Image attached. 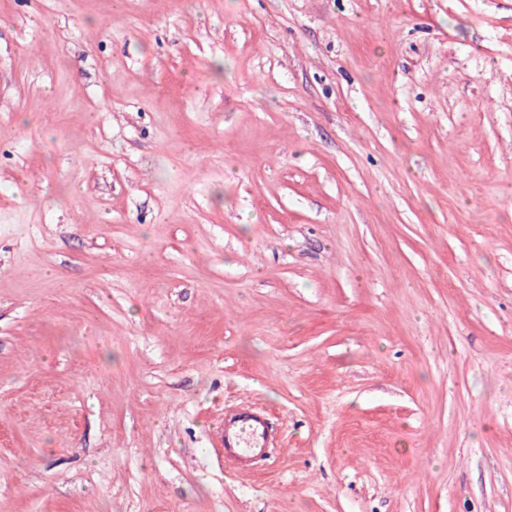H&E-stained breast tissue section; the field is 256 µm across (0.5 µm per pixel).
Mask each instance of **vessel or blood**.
Listing matches in <instances>:
<instances>
[{
  "label": "vessel or blood",
  "instance_id": "1",
  "mask_svg": "<svg viewBox=\"0 0 512 512\" xmlns=\"http://www.w3.org/2000/svg\"><path fill=\"white\" fill-rule=\"evenodd\" d=\"M276 443V433L264 411L244 406L225 412L218 434V451L225 462L238 468L254 466L266 459Z\"/></svg>",
  "mask_w": 512,
  "mask_h": 512
}]
</instances>
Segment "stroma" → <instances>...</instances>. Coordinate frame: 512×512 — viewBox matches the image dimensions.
Instances as JSON below:
<instances>
[{
    "label": "stroma",
    "mask_w": 512,
    "mask_h": 512,
    "mask_svg": "<svg viewBox=\"0 0 512 512\" xmlns=\"http://www.w3.org/2000/svg\"><path fill=\"white\" fill-rule=\"evenodd\" d=\"M0 512H512V0H0ZM217 442L224 462L246 468L266 459L277 437L264 411L244 406L224 412Z\"/></svg>",
    "instance_id": "35a3bbf8"
}]
</instances>
